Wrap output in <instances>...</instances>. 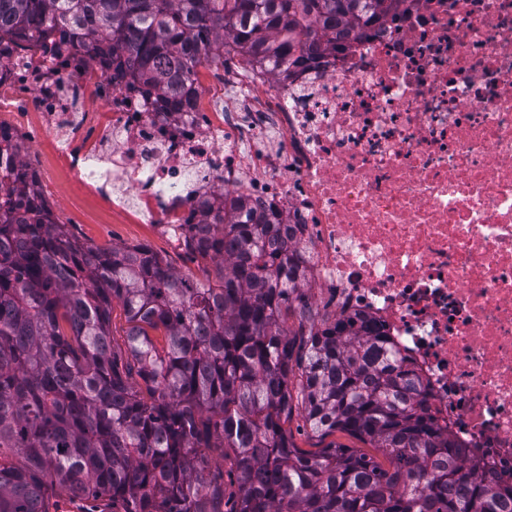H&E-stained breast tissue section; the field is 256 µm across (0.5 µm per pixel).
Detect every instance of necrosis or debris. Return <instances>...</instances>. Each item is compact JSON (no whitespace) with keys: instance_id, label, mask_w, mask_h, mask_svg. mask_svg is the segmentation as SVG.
Listing matches in <instances>:
<instances>
[{"instance_id":"obj_1","label":"necrosis or debris","mask_w":512,"mask_h":512,"mask_svg":"<svg viewBox=\"0 0 512 512\" xmlns=\"http://www.w3.org/2000/svg\"><path fill=\"white\" fill-rule=\"evenodd\" d=\"M236 98L169 108L85 45L0 41V180L38 192L51 141L114 212L186 245L224 201L286 225L319 311L360 316L449 433L512 482V0H401L280 76L243 59Z\"/></svg>"}]
</instances>
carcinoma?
Segmentation results:
<instances>
[{
	"instance_id": "cac0c4a2",
	"label": "carcinoma",
	"mask_w": 512,
	"mask_h": 512,
	"mask_svg": "<svg viewBox=\"0 0 512 512\" xmlns=\"http://www.w3.org/2000/svg\"><path fill=\"white\" fill-rule=\"evenodd\" d=\"M397 2L0 0V34L77 31L176 102L217 47L293 66ZM18 196L0 182V512H48L62 493L122 512H512V485L482 477L364 319L315 322L270 222L233 203L196 225L187 250L216 264L211 285L143 245L88 246ZM296 408L388 467L335 442L300 451ZM205 448L233 449L237 490Z\"/></svg>"
}]
</instances>
